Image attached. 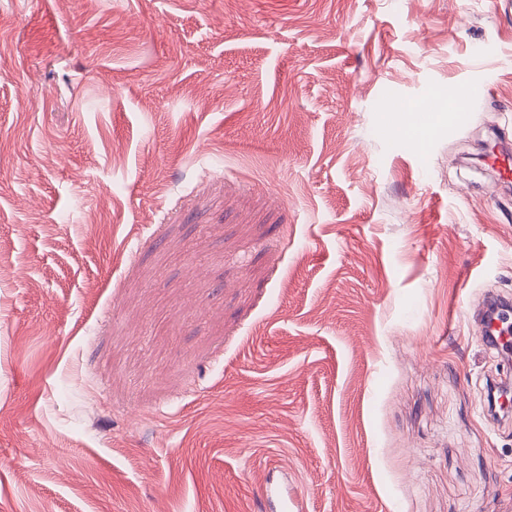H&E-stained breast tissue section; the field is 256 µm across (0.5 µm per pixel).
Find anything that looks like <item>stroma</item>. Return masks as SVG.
<instances>
[{
	"label": "stroma",
	"mask_w": 512,
	"mask_h": 512,
	"mask_svg": "<svg viewBox=\"0 0 512 512\" xmlns=\"http://www.w3.org/2000/svg\"><path fill=\"white\" fill-rule=\"evenodd\" d=\"M501 141L512 0H0V512H512ZM509 301H503L496 297H490L487 302V309L478 321V332L483 343L488 347L502 348V345L509 348L512 337L510 336V325H505L508 318L505 316V309Z\"/></svg>",
	"instance_id": "35a3bbf8"
}]
</instances>
